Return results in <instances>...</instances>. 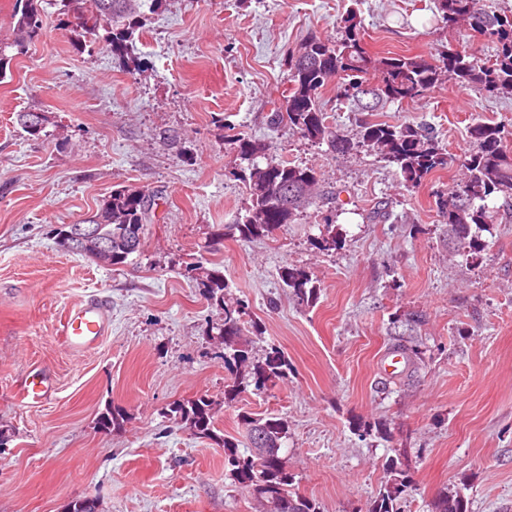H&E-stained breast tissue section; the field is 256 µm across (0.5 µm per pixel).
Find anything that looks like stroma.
<instances>
[{
	"instance_id": "35a3bbf8",
	"label": "stroma",
	"mask_w": 512,
	"mask_h": 512,
	"mask_svg": "<svg viewBox=\"0 0 512 512\" xmlns=\"http://www.w3.org/2000/svg\"><path fill=\"white\" fill-rule=\"evenodd\" d=\"M430 3L142 0L128 68L99 45L76 50L59 0H41L43 36L0 81V512H63L83 498L98 512H261L223 448L168 418L173 402L203 395L244 457L241 414L287 420L280 454L320 512H372L398 457L410 481L398 512H431L456 490L470 512H512V218L483 230L468 260L450 253L435 204L463 177L473 123L512 130V98L446 83L378 112L430 127L452 157L414 190L374 154H333L271 122L287 55L312 31L339 38L352 7L370 53L493 55L484 37L449 33ZM34 109L51 118L38 139L16 122ZM231 132L269 143L275 162L314 166L335 203L272 237L214 242L248 202ZM123 186L159 198L142 251L112 269L62 250L53 228L88 222ZM380 200L389 216L375 223ZM328 215L329 256L315 243ZM194 259L222 272L228 302L247 305L252 359L277 349L291 366L230 406L220 317L185 270ZM287 264L316 278L315 301L285 287ZM93 297L107 301L112 332L76 357L64 317ZM410 313L422 319L408 381L381 358L392 318ZM32 365L56 393L24 405L16 388ZM113 406L127 423L98 429Z\"/></svg>"
}]
</instances>
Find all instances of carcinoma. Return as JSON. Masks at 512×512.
<instances>
[{
  "mask_svg": "<svg viewBox=\"0 0 512 512\" xmlns=\"http://www.w3.org/2000/svg\"><path fill=\"white\" fill-rule=\"evenodd\" d=\"M63 13L72 17L70 32L73 43L98 42L112 55L127 58L133 44L131 37L138 28V0H60ZM434 15L453 32L472 30L491 41L495 54L482 60L464 51L450 49L437 59L425 55L391 53L371 55L363 46V27L357 13L350 11L341 19V36L329 41L311 33L290 55L289 83L285 111L272 116L275 124L313 143H327L332 151L352 155L366 149L380 156L402 174L407 186L418 188L433 173L448 168V152L437 137L423 124L410 121L398 125L379 123L373 113L386 104L421 100L435 87L445 83L476 88L490 97H512V10L488 12L479 0H433ZM13 38L0 46V79L7 76L13 48L25 54L30 44L43 32V17L38 0H15ZM336 91V99L351 103L354 111L368 114L359 125L356 137L339 133L326 120L321 96L327 89ZM512 131L501 124L477 122L470 127L474 147L465 155L461 166L464 180L444 194L436 196V207L445 226L448 243L470 255L479 253L482 244L478 231L498 221L499 211L489 205L492 196H512V153L504 142ZM238 157L251 165L246 188L249 204L246 214L235 224L218 226L214 239L226 237L255 239L267 237L296 223L313 203L321 182L317 169L292 164H269L261 167L256 160L267 155L270 146L260 140L234 136ZM153 209L151 196L124 187L112 190L100 204L89 223L97 232L96 240L83 243L71 238L70 224L55 228L59 246L71 253L94 251L100 241L105 252L101 265L114 269L141 252L145 226ZM197 272L198 285L206 299L223 315L219 335L224 340V364L235 371L232 382L224 386V402L231 403L249 385L261 387L288 376V359L279 351L269 353L263 361L249 356L248 329L243 321L245 304L229 305L224 299L227 285L216 270L190 265ZM281 279L297 299L308 302L317 294L316 280L300 267L286 266ZM419 319H394L398 336L393 351L406 360L408 373L418 370V350L414 332ZM169 412L178 423L201 438L219 441L225 461L238 480L252 490L262 512H318L316 503L291 491L292 477L279 455L288 434V423L277 417L242 415L251 455L238 454L237 440L215 433L216 406L206 396L183 400L171 405ZM124 413L114 407L99 420L101 429H118ZM407 488L397 478L379 491L378 504L372 512H394V504ZM432 512H468L467 500L457 491L446 492L434 503Z\"/></svg>",
  "mask_w": 512,
  "mask_h": 512,
  "instance_id": "cac0c4a2",
  "label": "carcinoma"
}]
</instances>
